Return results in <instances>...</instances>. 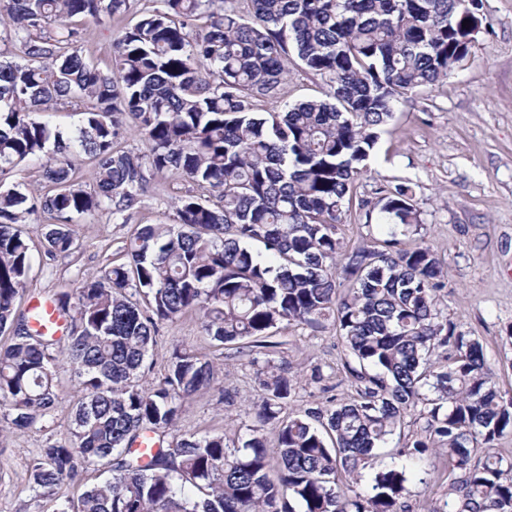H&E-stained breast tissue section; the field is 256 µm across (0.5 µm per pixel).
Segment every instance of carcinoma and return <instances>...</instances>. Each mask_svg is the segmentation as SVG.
Returning a JSON list of instances; mask_svg holds the SVG:
<instances>
[{"label":"carcinoma","instance_id":"cac0c4a2","mask_svg":"<svg viewBox=\"0 0 512 512\" xmlns=\"http://www.w3.org/2000/svg\"><path fill=\"white\" fill-rule=\"evenodd\" d=\"M234 2L159 0L114 44V78L82 58L76 19L121 14L129 0H0V43L10 45L0 54V332H11L0 346V407L19 430L51 419L63 362L81 392L66 432L30 463L34 506L406 512L420 471L376 449L412 416L416 433L398 455L422 462L446 450L447 512H512V461L491 452L512 432V394L492 380L480 341L439 307L447 282L434 251L401 247L421 229L412 183L378 200V245L348 248L338 233L395 102L468 55L479 0H246V15ZM201 16L208 23L196 31ZM293 57L325 80L323 96L255 111L254 100L279 96ZM69 105L81 115L70 131L39 119ZM130 124L146 144L138 155L120 147ZM79 155L94 163L90 191L69 162ZM26 161L39 165L46 193L3 187ZM168 173L218 202L181 197L177 223L141 226L127 262L60 293L68 325L57 349L16 310L34 270L21 225L49 214L45 254H70L74 217L104 210L125 224L151 177ZM189 312L212 341L260 367L262 401L242 440L174 433L186 399L212 380L206 356L177 349L158 385L141 384L158 323ZM325 323L350 355L342 370L355 395L285 416L295 384L271 359L272 338ZM147 439L153 448L142 452ZM92 464L112 476L76 499L61 494ZM365 471L368 493L349 495L340 476Z\"/></svg>","mask_w":512,"mask_h":512}]
</instances>
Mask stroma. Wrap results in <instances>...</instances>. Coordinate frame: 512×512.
<instances>
[{"instance_id":"stroma-1","label":"stroma","mask_w":512,"mask_h":512,"mask_svg":"<svg viewBox=\"0 0 512 512\" xmlns=\"http://www.w3.org/2000/svg\"><path fill=\"white\" fill-rule=\"evenodd\" d=\"M156 0H130L121 17L101 15L81 21L79 50L87 61L111 71L112 45L123 29ZM482 23L468 57L451 75L399 100L394 117L380 133L368 170L354 183L352 201L343 210L339 235L347 246H373L378 232L368 227L366 204L380 190L409 181L423 227L406 237L407 246L428 245L443 260L448 286L440 308L484 347L496 385L512 392V0H482ZM323 80L293 65L277 99L258 100L260 112L280 111L283 103L321 96ZM192 184L177 174L155 177L147 196L128 223L103 211L75 218L71 229L74 253L48 256L42 246L47 215L31 217L24 232L36 268L16 307L27 312L33 293L51 296L78 287V273L95 274L125 262L131 235L145 224L176 223V201ZM275 362L288 363L297 380L291 409L328 408L332 400L354 394L342 380L347 352L332 327H293L278 334ZM189 347L214 364L210 387L193 395L176 424L181 435L234 436L252 424L262 392L257 369L248 358L217 345L202 329L199 314L190 312L161 323L149 352L141 383L153 388L164 375L175 348ZM337 382L335 394L322 392L315 370ZM60 404L53 421L30 428L11 427L0 408V512H31L28 466L40 448L59 439L76 397L69 369L57 381ZM436 468L425 482L412 483L405 498L407 512H429L448 491L447 457L437 454Z\"/></svg>"}]
</instances>
